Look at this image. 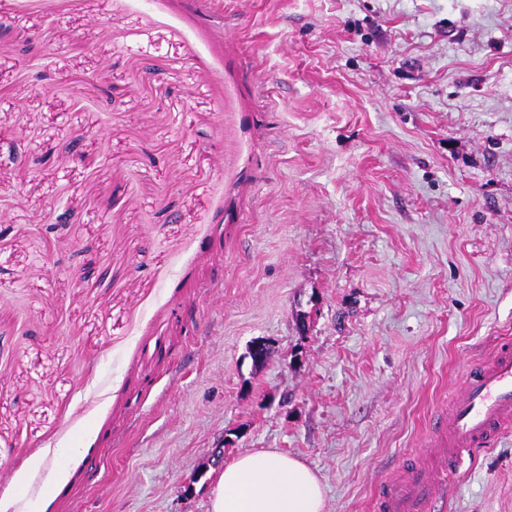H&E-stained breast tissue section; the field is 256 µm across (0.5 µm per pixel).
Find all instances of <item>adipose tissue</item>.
<instances>
[{"label": "adipose tissue", "instance_id": "1", "mask_svg": "<svg viewBox=\"0 0 512 512\" xmlns=\"http://www.w3.org/2000/svg\"><path fill=\"white\" fill-rule=\"evenodd\" d=\"M325 491L304 462L268 448L246 451L217 470L209 512H324Z\"/></svg>", "mask_w": 512, "mask_h": 512}]
</instances>
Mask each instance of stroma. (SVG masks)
I'll return each instance as SVG.
<instances>
[{"label": "stroma", "mask_w": 512, "mask_h": 512, "mask_svg": "<svg viewBox=\"0 0 512 512\" xmlns=\"http://www.w3.org/2000/svg\"><path fill=\"white\" fill-rule=\"evenodd\" d=\"M10 2L0 501L209 512L220 446L370 512L512 339V0Z\"/></svg>", "instance_id": "obj_1"}]
</instances>
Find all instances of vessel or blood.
<instances>
[{
    "label": "vessel or blood",
    "instance_id": "b4317fda",
    "mask_svg": "<svg viewBox=\"0 0 512 512\" xmlns=\"http://www.w3.org/2000/svg\"><path fill=\"white\" fill-rule=\"evenodd\" d=\"M512 426V343L497 346L484 363L467 366L446 419L430 440L436 467L417 462L386 478L374 498L375 512H440L444 479L464 453L488 447Z\"/></svg>",
    "mask_w": 512,
    "mask_h": 512
}]
</instances>
